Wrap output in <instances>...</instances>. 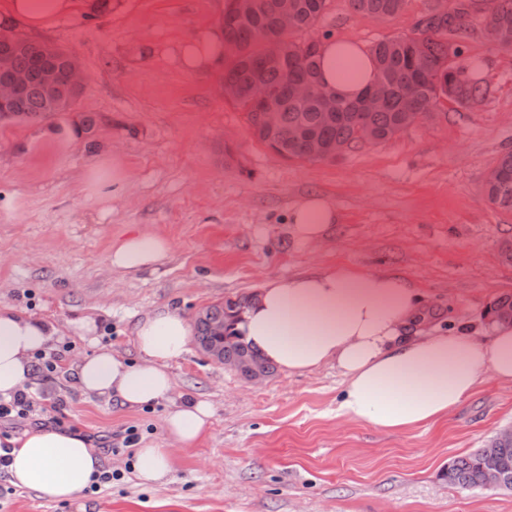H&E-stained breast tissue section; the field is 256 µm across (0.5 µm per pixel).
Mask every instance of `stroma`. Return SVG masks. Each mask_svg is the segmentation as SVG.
<instances>
[{"label": "stroma", "instance_id": "stroma-1", "mask_svg": "<svg viewBox=\"0 0 512 512\" xmlns=\"http://www.w3.org/2000/svg\"><path fill=\"white\" fill-rule=\"evenodd\" d=\"M406 0L376 20L350 0H325L303 42L333 40L370 50L411 34L435 2ZM222 0H112L88 21L74 14L39 38L75 54L86 75L73 111L85 137L59 157L24 149L39 126L57 120L0 118V303L51 320L50 347L66 365L107 346L136 357L133 327L142 315L178 308L196 321L208 307L251 296L261 283L316 268L402 273L424 299V334L470 323L483 338L487 308L512 294V211L488 203L485 183L512 150V48L489 41L485 17L468 19L460 64L479 58L488 93L461 104L441 100L395 138L351 144L324 160L288 159L252 133L244 108L218 87L223 68L195 71L186 60L217 27ZM125 166L128 186L101 211L81 183L101 153ZM335 207L338 221L317 242L296 240L288 217L303 197ZM149 232L171 252L158 270L137 276L109 270L113 244ZM93 317L84 337L72 321ZM170 371L183 399L210 404L209 428L175 453L168 483L138 484L134 449L159 440L164 408L134 410L83 394L73 375L34 373L31 392L61 399L63 428L108 436L103 450L118 480L89 492L91 512H512V491L450 485L448 466L512 427V383L482 379L447 419L387 433L340 416L342 378L325 367L281 371L260 382L211 359L191 343ZM136 427L135 447L123 446ZM0 512H75L38 492L12 486L0 471Z\"/></svg>", "mask_w": 512, "mask_h": 512}]
</instances>
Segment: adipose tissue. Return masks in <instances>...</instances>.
<instances>
[{"instance_id": "obj_1", "label": "adipose tissue", "mask_w": 512, "mask_h": 512, "mask_svg": "<svg viewBox=\"0 0 512 512\" xmlns=\"http://www.w3.org/2000/svg\"><path fill=\"white\" fill-rule=\"evenodd\" d=\"M78 0H0V27L39 32L71 16ZM354 56L356 73L340 77L338 65ZM320 80L353 98L375 79L372 56L347 41L320 47ZM84 190L95 205L110 208L125 190L120 163L89 166ZM338 220L324 199L309 197L290 212L291 232L302 241L320 240ZM171 246L141 232L114 244L112 271L136 274L157 268ZM423 296L403 276L331 268L265 281L238 313L233 329L266 363L288 374L326 366L343 378L342 415L388 433L434 424L471 396L483 376L512 381V325L496 324L489 340L467 325L436 336L409 337L422 313ZM56 327L0 304V395L23 388L32 363L57 336ZM137 359L101 347L77 363L78 387L87 394L116 397L129 408L167 405L165 444L136 449L133 469L144 485H160L172 471L169 445L193 443L209 426L205 401L176 402L170 365L191 343L188 319L175 308L146 313L133 330ZM6 471L13 486L41 493L86 512L83 493L100 475L102 461L80 434L38 429L11 442Z\"/></svg>"}]
</instances>
